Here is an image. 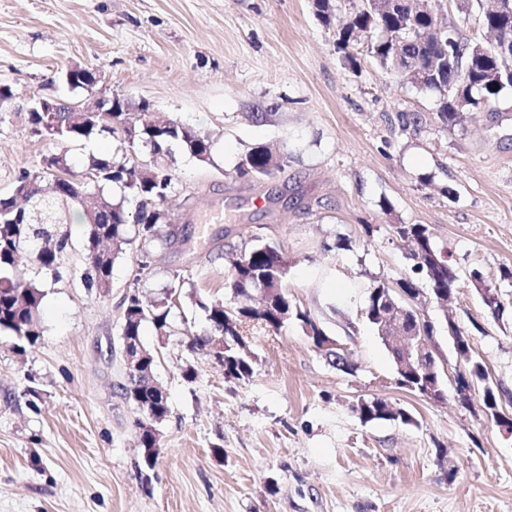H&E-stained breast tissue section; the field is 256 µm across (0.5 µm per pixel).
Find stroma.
<instances>
[{
  "instance_id": "stroma-1",
  "label": "stroma",
  "mask_w": 512,
  "mask_h": 512,
  "mask_svg": "<svg viewBox=\"0 0 512 512\" xmlns=\"http://www.w3.org/2000/svg\"><path fill=\"white\" fill-rule=\"evenodd\" d=\"M323 24L312 0H0V192L45 154L66 152L73 174L89 153L121 156L118 142L52 143L30 132L26 108L69 93L63 72L95 70L106 97L212 133L203 164L175 151L168 247L138 273L140 243L112 268V287L86 288L83 210L60 277L23 256L37 283L43 336L18 348L0 334V512H512V442L459 404L399 387L394 364L365 318L373 285L410 274L395 224H423L448 252L459 281L441 308L421 292L445 369L456 363L442 324L453 316L494 382L512 393V312L494 320L471 280L512 302V92L492 111L447 127L437 95L383 71L364 45L342 60L338 33L360 0H335ZM459 35L478 34V6L428 0ZM422 121L404 123V115ZM287 153L284 170L255 182L235 169L252 145ZM279 243L285 285L356 366L328 365L297 324L249 331L253 376L231 383L207 356H189L203 329L198 300L226 297V253L243 241ZM179 282L174 333L158 344L155 374L171 414L148 475L136 463L137 412L126 380L121 303L131 284L147 297ZM197 377L187 381L184 362ZM381 396L414 424L362 423L351 406Z\"/></svg>"
}]
</instances>
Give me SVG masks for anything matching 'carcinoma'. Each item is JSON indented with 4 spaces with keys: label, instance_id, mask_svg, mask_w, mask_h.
Listing matches in <instances>:
<instances>
[{
    "label": "carcinoma",
    "instance_id": "cac0c4a2",
    "mask_svg": "<svg viewBox=\"0 0 512 512\" xmlns=\"http://www.w3.org/2000/svg\"><path fill=\"white\" fill-rule=\"evenodd\" d=\"M414 2L407 0L401 10L388 12L383 0H373L365 11L350 16L341 28L338 50L349 62H354L347 49L350 40L360 33L366 38L367 52L379 67L402 80L405 75L395 62L393 47H400L402 53L412 57L434 59L431 71L435 77L425 80L418 88L436 91L441 84L450 87V97L440 98L437 116L451 127L485 111L504 93L512 90V83L498 78L503 67L496 48L500 39H512L511 17L496 15L490 10L477 15L476 21L481 30L493 35L492 43L442 32L440 36L452 37L453 44L443 51L426 50L420 43L421 32L433 25L436 16L427 11L417 16L415 21H410L407 13L414 9ZM69 105L70 100L63 97L59 111L31 113L34 135L41 139L74 142L97 137L112 138L133 153H152L154 163L139 170L112 156L92 154L86 164L91 176L86 185L76 186L59 178L55 181V191L47 195L42 191L38 177L24 171L11 194H0V333H7L28 346L36 345L43 336L40 306L44 294L35 283L25 282L17 274L18 258L26 247L41 244V248L33 252L34 262L52 276H59L70 239L66 230V209L76 204L85 192L100 191L103 203L91 205L94 209L92 215L84 212L89 260L85 284L87 288L104 294L112 281L114 261L126 252V247L134 239L142 242L139 265L143 269L148 266L146 258L150 256V249L171 241V235L161 232V225L168 217L164 205L172 188L169 166L172 147L180 146L200 162L213 161V137L180 123H140L136 125V134L130 135L121 130L130 124L125 112H114L112 120L101 121L93 112H71ZM287 163V154L261 143L247 150L237 172L241 177L260 180L284 169ZM114 185L123 190V195L118 198L108 193V188ZM391 229L395 238L410 247L413 272L424 276L433 297L455 291L457 271L450 261L443 259V251L434 243L427 226L393 224ZM287 271V256L280 246L256 238L242 243L224 283L232 300L228 303L219 299L198 302L205 313L206 325L190 337L186 344L187 352L191 355L200 351L207 353L213 339L222 337L224 349L216 353L214 361L224 370L225 380L246 381L254 372V356L245 340L250 327L260 325L276 334L288 323L295 322L329 363L345 373L355 371V365L333 347L336 340L325 333L311 313L301 310L289 300L284 284ZM258 281L266 286L261 297L252 289ZM413 292H419V288L410 276L392 284L380 282L374 286L366 311V318L373 329H378L377 310L381 303L401 301L403 295ZM176 294V287L165 288L148 304L136 290L126 294L122 303V335L140 339L147 323L152 324L155 331L171 335V312ZM446 330L456 354L452 374L455 388L472 392L477 387L482 388L481 412L493 421L501 435L512 438V410L507 411L503 407L505 402L511 406L512 398L490 380L484 362L473 355L469 339L460 326L448 319ZM429 383L436 385L432 401L446 399L447 384L436 365L430 372L422 368L410 370L399 381L402 387L419 395L425 394ZM121 390L124 398L143 405V414L152 416L150 420H135L141 448L138 467L151 470L160 453L154 434L159 432V427L170 414L168 398L161 395L164 387L154 378H130ZM352 411L364 424L379 420L414 423L407 410L379 396L359 398L352 404Z\"/></svg>",
    "mask_w": 512,
    "mask_h": 512
}]
</instances>
